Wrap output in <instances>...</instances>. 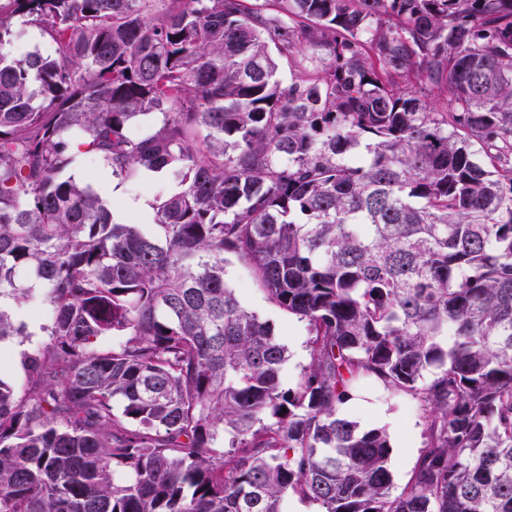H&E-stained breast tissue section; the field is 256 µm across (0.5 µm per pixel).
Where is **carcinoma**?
Wrapping results in <instances>:
<instances>
[{"label": "carcinoma", "mask_w": 512, "mask_h": 512, "mask_svg": "<svg viewBox=\"0 0 512 512\" xmlns=\"http://www.w3.org/2000/svg\"><path fill=\"white\" fill-rule=\"evenodd\" d=\"M247 2L0 0V298L53 310L0 512H512V0ZM82 153L177 181L156 234ZM228 256L306 323L294 385ZM368 381L424 410L399 492ZM18 36L12 47V53L14 56L23 57L31 52H39L45 55L46 44L39 35L38 31L32 27L21 26L17 22Z\"/></svg>", "instance_id": "carcinoma-1"}]
</instances>
